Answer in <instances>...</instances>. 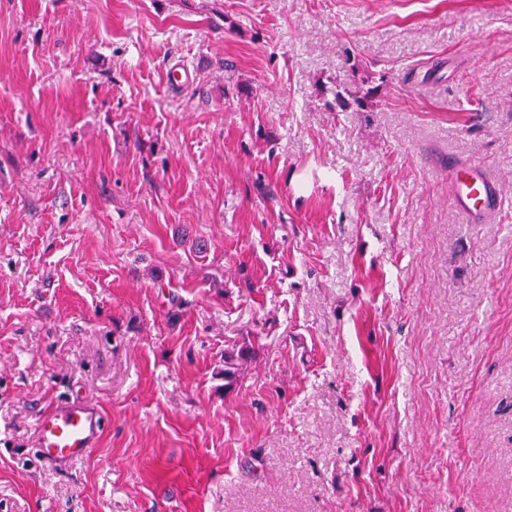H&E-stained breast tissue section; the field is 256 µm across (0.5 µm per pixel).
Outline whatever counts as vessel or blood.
<instances>
[{
    "label": "vessel or blood",
    "mask_w": 512,
    "mask_h": 512,
    "mask_svg": "<svg viewBox=\"0 0 512 512\" xmlns=\"http://www.w3.org/2000/svg\"><path fill=\"white\" fill-rule=\"evenodd\" d=\"M460 212L472 223L497 214L503 203L498 182L476 164L465 166L453 184ZM106 430V418L97 402L76 397L56 403L36 420L38 452L58 466L84 459L96 448Z\"/></svg>",
    "instance_id": "vessel-or-blood-1"
}]
</instances>
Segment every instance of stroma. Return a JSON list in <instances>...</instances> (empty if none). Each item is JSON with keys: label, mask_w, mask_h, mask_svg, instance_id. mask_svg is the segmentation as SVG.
Wrapping results in <instances>:
<instances>
[{"label": "stroma", "mask_w": 512, "mask_h": 512, "mask_svg": "<svg viewBox=\"0 0 512 512\" xmlns=\"http://www.w3.org/2000/svg\"><path fill=\"white\" fill-rule=\"evenodd\" d=\"M0 512H512V0H0ZM372 78H365L351 90L344 86L336 85V103L344 108L353 107L361 112H372L377 105L378 86H374ZM457 208L472 224H480L497 214L502 207L503 193L498 182L476 164L462 169L453 184ZM259 344L255 341H243L241 344L234 343L224 349V390L231 392L238 385L246 368L258 357ZM105 430L106 418L97 402L65 399L37 418L38 452L47 461L66 466L97 448Z\"/></svg>", "instance_id": "1"}]
</instances>
